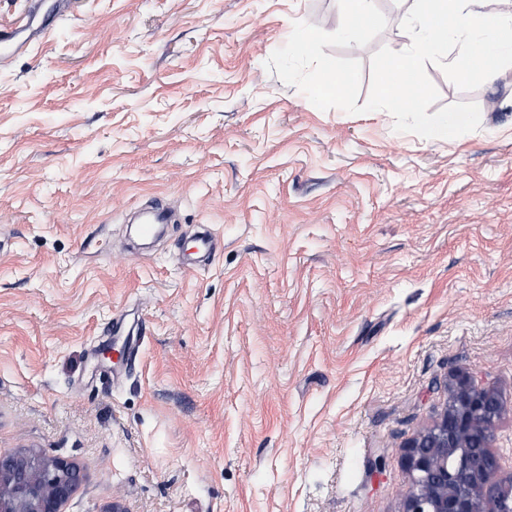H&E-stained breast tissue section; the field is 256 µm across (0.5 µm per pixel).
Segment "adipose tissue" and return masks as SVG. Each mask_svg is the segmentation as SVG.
I'll return each mask as SVG.
<instances>
[{"instance_id":"1","label":"adipose tissue","mask_w":512,"mask_h":512,"mask_svg":"<svg viewBox=\"0 0 512 512\" xmlns=\"http://www.w3.org/2000/svg\"><path fill=\"white\" fill-rule=\"evenodd\" d=\"M419 37L416 50L425 53L435 44L456 37L458 58L464 70L482 71L494 79L505 59L512 57V24L503 22L500 6L503 0H472L484 11L486 27L478 37H471L460 14L462 0H420Z\"/></svg>"}]
</instances>
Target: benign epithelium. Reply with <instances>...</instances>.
Returning a JSON list of instances; mask_svg holds the SVG:
<instances>
[{
    "mask_svg": "<svg viewBox=\"0 0 512 512\" xmlns=\"http://www.w3.org/2000/svg\"><path fill=\"white\" fill-rule=\"evenodd\" d=\"M448 401L435 422L406 445L409 486L403 512H512V477L497 478L500 458L484 445L480 468L448 469V453L465 451L477 431L495 426L499 394L466 368L445 383ZM82 479L71 461L28 450L0 455V512H64Z\"/></svg>",
    "mask_w": 512,
    "mask_h": 512,
    "instance_id": "1",
    "label": "benign epithelium"
}]
</instances>
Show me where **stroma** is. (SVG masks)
<instances>
[{
    "mask_svg": "<svg viewBox=\"0 0 512 512\" xmlns=\"http://www.w3.org/2000/svg\"><path fill=\"white\" fill-rule=\"evenodd\" d=\"M82 3L0 66V453L73 461L66 512H402L406 444L467 368L512 476V63L472 92L427 64L439 106L481 113L440 141L266 69L337 0ZM375 4L386 29L329 50L362 102L374 52L411 44L412 0ZM156 202L175 221L144 249Z\"/></svg>",
    "mask_w": 512,
    "mask_h": 512,
    "instance_id": "obj_1",
    "label": "stroma"
}]
</instances>
